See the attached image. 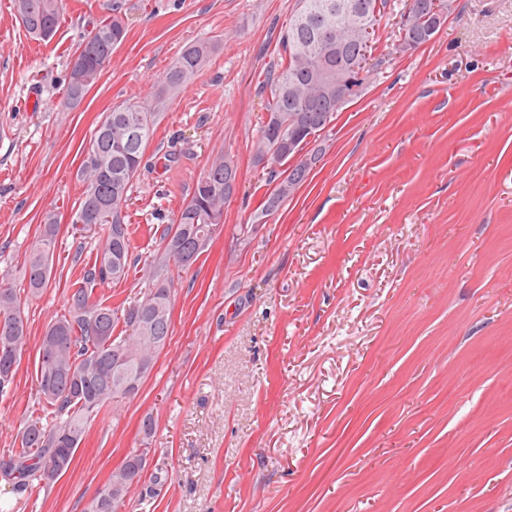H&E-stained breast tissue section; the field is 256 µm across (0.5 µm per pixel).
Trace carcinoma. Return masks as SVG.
<instances>
[{
  "mask_svg": "<svg viewBox=\"0 0 512 512\" xmlns=\"http://www.w3.org/2000/svg\"><path fill=\"white\" fill-rule=\"evenodd\" d=\"M387 0H297L280 37L275 67L264 81L268 90L256 140L257 161H267L268 183L273 189L262 203L261 215L276 213L309 170L284 167L280 153L288 139H305L297 122L310 121V131L323 129L319 119L337 114L369 85L376 64L363 65L360 28L381 24ZM25 31L33 38L50 41L57 32L63 0H13ZM442 20L427 12L413 11L416 50L428 42L420 34ZM94 38H84L75 50L83 60L81 70L69 68L61 105L71 108L84 99L99 81L102 62L122 44L127 29L120 8L100 22ZM221 44L199 40L186 45L166 69L153 96L142 104L115 108L94 129L79 172L85 189L77 213L103 206L98 228L105 243L96 251L92 268L83 277L85 285L71 295L68 313L46 328L36 363L40 414L30 416L21 432V447L15 449L0 470L13 490L21 495L48 488L72 467L91 418L109 402L128 398L133 392L128 380L112 375V361L134 356L151 366L166 346L171 329L169 274L189 269L172 246L188 250L198 240H213L224 224V208L230 196L224 181L236 179L237 166L228 154L215 156L197 179L191 198L178 210L163 232L161 248L143 267L152 283L141 300L126 308L94 301L87 285L118 283L132 267V252L126 206L133 180L139 175L147 147L165 118L173 99L188 84L208 70ZM60 231L57 215L42 214L39 232L24 261V278L30 293L39 294L49 285L53 255ZM124 327L115 333L117 326ZM27 322L20 293L0 282V393L7 392L27 343ZM126 457L99 490L88 512H114L112 505L139 484L146 471L147 454Z\"/></svg>",
  "mask_w": 512,
  "mask_h": 512,
  "instance_id": "1",
  "label": "carcinoma"
}]
</instances>
